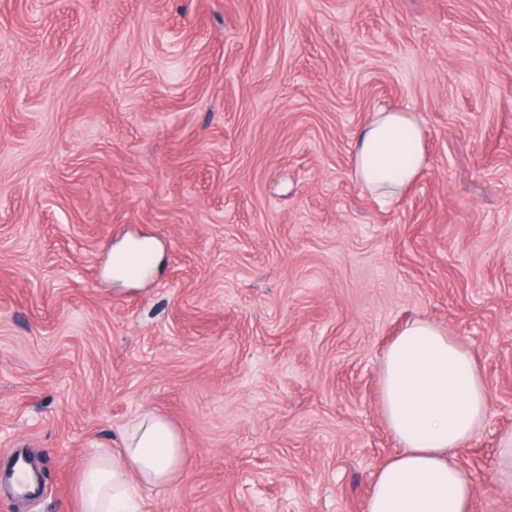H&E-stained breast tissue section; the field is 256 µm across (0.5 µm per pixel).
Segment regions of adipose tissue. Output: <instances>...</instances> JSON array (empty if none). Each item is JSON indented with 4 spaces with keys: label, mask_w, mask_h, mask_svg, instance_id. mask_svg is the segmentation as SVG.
Returning a JSON list of instances; mask_svg holds the SVG:
<instances>
[{
    "label": "adipose tissue",
    "mask_w": 512,
    "mask_h": 512,
    "mask_svg": "<svg viewBox=\"0 0 512 512\" xmlns=\"http://www.w3.org/2000/svg\"><path fill=\"white\" fill-rule=\"evenodd\" d=\"M424 138L414 113H373L356 137L358 185L374 195L400 194L425 166ZM380 394L400 451L375 473L366 512H470L477 489L454 452L489 409L473 354L435 324L411 321L384 354ZM184 465L176 429L156 412H143L121 448L85 464L80 512H134L142 488L170 485Z\"/></svg>",
    "instance_id": "1"
}]
</instances>
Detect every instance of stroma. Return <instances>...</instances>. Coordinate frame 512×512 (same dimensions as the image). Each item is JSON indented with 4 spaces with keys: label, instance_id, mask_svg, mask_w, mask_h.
<instances>
[{
    "label": "stroma",
    "instance_id": "obj_1",
    "mask_svg": "<svg viewBox=\"0 0 512 512\" xmlns=\"http://www.w3.org/2000/svg\"><path fill=\"white\" fill-rule=\"evenodd\" d=\"M393 109L427 161L383 200L351 152ZM412 320L475 356L456 460L512 512V0H0V469L39 482L0 512H80L147 410L186 462L140 512H366ZM499 487L506 493L512 492V433L503 438L497 463Z\"/></svg>",
    "mask_w": 512,
    "mask_h": 512
}]
</instances>
